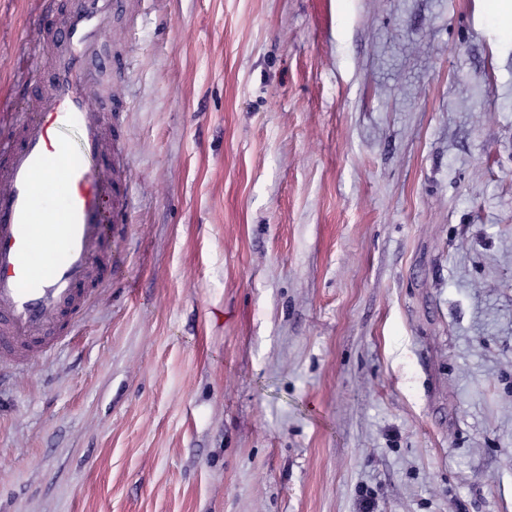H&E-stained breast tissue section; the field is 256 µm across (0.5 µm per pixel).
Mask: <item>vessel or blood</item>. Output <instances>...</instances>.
<instances>
[{
	"label": "vessel or blood",
	"instance_id": "b4317fda",
	"mask_svg": "<svg viewBox=\"0 0 512 512\" xmlns=\"http://www.w3.org/2000/svg\"><path fill=\"white\" fill-rule=\"evenodd\" d=\"M130 0H41L0 137V364L47 356L108 284L107 244L129 200L116 171L110 89L126 69L111 36Z\"/></svg>",
	"mask_w": 512,
	"mask_h": 512
}]
</instances>
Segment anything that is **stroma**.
I'll return each mask as SVG.
<instances>
[{
    "label": "stroma",
    "instance_id": "obj_1",
    "mask_svg": "<svg viewBox=\"0 0 512 512\" xmlns=\"http://www.w3.org/2000/svg\"><path fill=\"white\" fill-rule=\"evenodd\" d=\"M325 2L117 17L128 224L0 384V512H512V38Z\"/></svg>",
    "mask_w": 512,
    "mask_h": 512
}]
</instances>
